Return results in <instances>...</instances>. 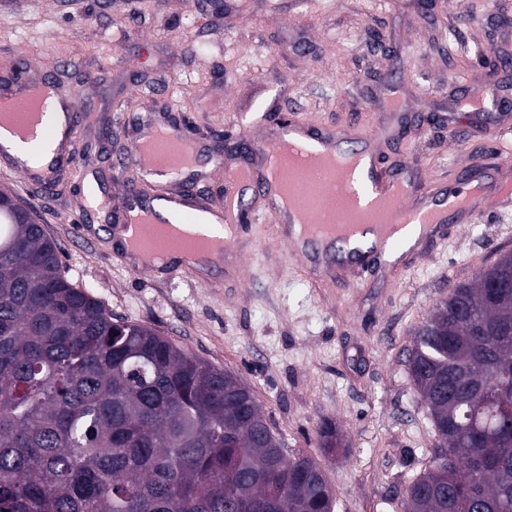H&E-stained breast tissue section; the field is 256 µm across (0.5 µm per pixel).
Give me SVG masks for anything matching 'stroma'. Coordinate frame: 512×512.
I'll return each instance as SVG.
<instances>
[{
    "label": "stroma",
    "mask_w": 512,
    "mask_h": 512,
    "mask_svg": "<svg viewBox=\"0 0 512 512\" xmlns=\"http://www.w3.org/2000/svg\"><path fill=\"white\" fill-rule=\"evenodd\" d=\"M22 59L31 80L52 77L74 96L77 155L116 201L140 173L113 161L154 113L204 143L179 183L213 203L242 160L226 134L245 124L263 145L270 106L359 139L389 124L399 135L379 143L381 167L445 188L490 147L512 155V109L455 106L490 77L512 97V68L499 66L512 60V0H0V76ZM75 182L37 189L0 172V189L39 216L68 276L113 317L252 387L289 453L325 469L335 512H403L402 481L424 469L433 440L406 351L449 285L512 250V208L454 225L434 247L346 284L289 258L269 218L240 240L239 271L195 280L133 273L109 225L82 211ZM326 421L346 455L321 448Z\"/></svg>",
    "instance_id": "obj_1"
}]
</instances>
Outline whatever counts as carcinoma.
Here are the masks:
<instances>
[{
    "label": "carcinoma",
    "mask_w": 512,
    "mask_h": 512,
    "mask_svg": "<svg viewBox=\"0 0 512 512\" xmlns=\"http://www.w3.org/2000/svg\"><path fill=\"white\" fill-rule=\"evenodd\" d=\"M434 434L404 512H512V251L459 283L406 361ZM321 445L340 444L324 424ZM251 387L112 317L0 190V512H333Z\"/></svg>",
    "instance_id": "cac0c4a2"
}]
</instances>
